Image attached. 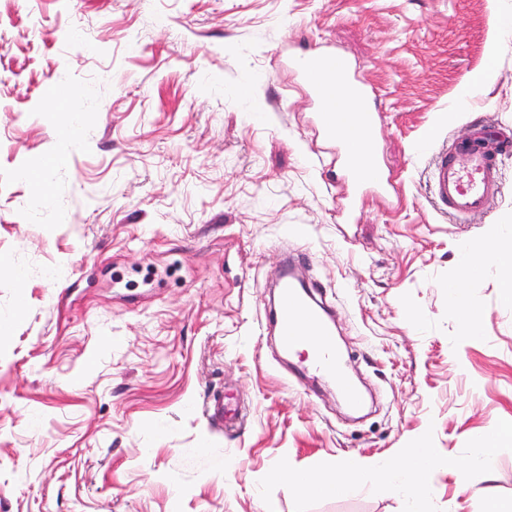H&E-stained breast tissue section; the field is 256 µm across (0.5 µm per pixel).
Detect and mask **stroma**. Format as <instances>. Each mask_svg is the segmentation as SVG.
Here are the masks:
<instances>
[{"label": "stroma", "instance_id": "35a3bbf8", "mask_svg": "<svg viewBox=\"0 0 512 512\" xmlns=\"http://www.w3.org/2000/svg\"><path fill=\"white\" fill-rule=\"evenodd\" d=\"M512 0H0V512H487L512 502V272L465 282V246L512 236V159L485 215L429 192L435 139L512 130ZM328 45L369 83L388 195L337 217L289 54ZM479 80L467 109L460 85ZM83 115L62 132L63 107ZM336 308L347 373L379 407L294 383L259 328L285 246ZM80 288L65 291L69 276ZM232 396L240 429L209 423ZM493 447V475L480 459ZM430 448L410 506L267 478ZM479 488L476 496L465 487Z\"/></svg>", "mask_w": 512, "mask_h": 512}]
</instances>
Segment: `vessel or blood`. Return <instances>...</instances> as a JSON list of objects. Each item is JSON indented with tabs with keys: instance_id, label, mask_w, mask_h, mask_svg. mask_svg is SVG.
Wrapping results in <instances>:
<instances>
[{
	"instance_id": "obj_1",
	"label": "vessel or blood",
	"mask_w": 512,
	"mask_h": 512,
	"mask_svg": "<svg viewBox=\"0 0 512 512\" xmlns=\"http://www.w3.org/2000/svg\"><path fill=\"white\" fill-rule=\"evenodd\" d=\"M289 68L309 91L311 98L323 96L321 76L326 68H337L340 82L347 93L359 100L370 98V89L353 81L351 69L340 54L319 50L307 57L289 56ZM314 123L324 139L335 145L332 159L336 181L343 192L338 202L342 223H353L362 194H386L389 180L382 168L379 154H371L365 173H358L354 163L356 144L338 137L336 115L320 111ZM512 153V136L484 127L476 136L454 140L437 152L430 172V191L435 200L456 216L466 219L484 214L504 188L502 159ZM309 254L303 250L284 252L272 286L273 305L265 308L262 325L276 332L281 346L291 354H304L302 373L336 381L341 395L353 408L363 404V393L346 375L335 347V313L325 304L320 282L305 275ZM205 414L209 422L223 425L233 422L237 409L220 396L207 399Z\"/></svg>"
}]
</instances>
